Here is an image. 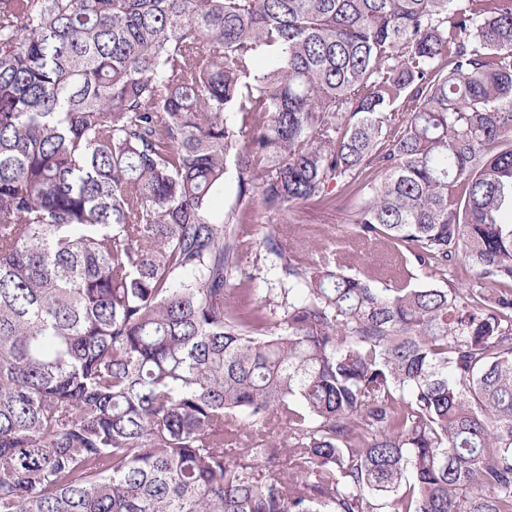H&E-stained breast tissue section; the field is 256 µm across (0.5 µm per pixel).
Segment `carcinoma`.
<instances>
[{"instance_id":"1","label":"carcinoma","mask_w":512,"mask_h":512,"mask_svg":"<svg viewBox=\"0 0 512 512\" xmlns=\"http://www.w3.org/2000/svg\"><path fill=\"white\" fill-rule=\"evenodd\" d=\"M507 213L512 0H0V512H512ZM336 208L328 207L317 201H306L294 205L285 214L264 213L248 217L242 227L249 229L257 242L269 228V224L288 225L292 228L294 239L310 252L331 246L337 239L350 238L352 229L349 214L343 209L345 192L336 189Z\"/></svg>"}]
</instances>
